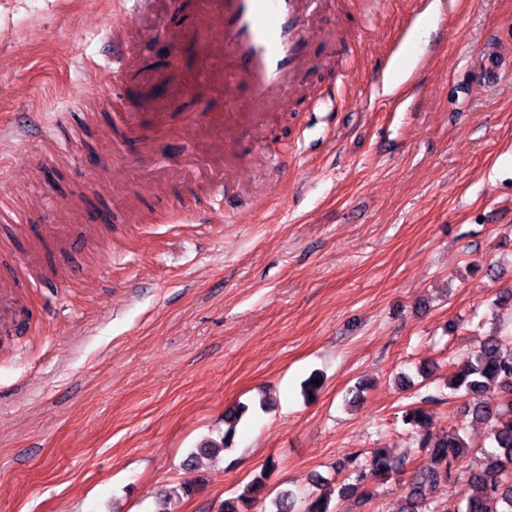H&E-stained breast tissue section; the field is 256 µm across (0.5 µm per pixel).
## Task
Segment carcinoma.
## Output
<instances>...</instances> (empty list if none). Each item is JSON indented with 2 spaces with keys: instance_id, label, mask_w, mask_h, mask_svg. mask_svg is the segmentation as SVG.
<instances>
[{
  "instance_id": "cac0c4a2",
  "label": "carcinoma",
  "mask_w": 512,
  "mask_h": 512,
  "mask_svg": "<svg viewBox=\"0 0 512 512\" xmlns=\"http://www.w3.org/2000/svg\"><path fill=\"white\" fill-rule=\"evenodd\" d=\"M448 388L472 398L467 412L472 419L486 424L490 431L492 450L484 453L479 467L467 472L462 512H512V342L499 336L482 339L469 355L454 364L448 375ZM491 391L497 401L488 404L481 396ZM245 408L230 410L225 421L228 429L221 441H205L191 456L213 457L231 447ZM429 415L421 406L405 411L403 421L416 435L418 447L426 450L430 463L412 470L411 478L403 488L398 512H440L433 498L436 489L448 482L455 463L469 454L465 438L455 429L442 436L427 432ZM275 468L270 460L265 473L254 478L235 498L224 500L221 512H250L251 504L265 495L266 473ZM342 468L348 471L351 482L339 489V496L360 493V503L366 504L374 493L363 489L367 473L384 479L404 473V463L384 448L374 450L362 460H347ZM302 512H333L325 495L310 496L304 501Z\"/></svg>"
}]
</instances>
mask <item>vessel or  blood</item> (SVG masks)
I'll return each instance as SVG.
<instances>
[{"label":"vessel or blood","mask_w":512,"mask_h":512,"mask_svg":"<svg viewBox=\"0 0 512 512\" xmlns=\"http://www.w3.org/2000/svg\"><path fill=\"white\" fill-rule=\"evenodd\" d=\"M152 0H138L130 13L119 42L114 43L106 60L113 74L138 72L145 38L141 25ZM319 0H200L201 17L212 24L214 32L202 45L194 80L213 87L224 99V111L214 116L195 112L185 117V128L210 135L219 144L237 145L260 112H273L282 106H297V89L304 74L327 64L317 56L315 45L328 44L341 49L333 30L315 18ZM498 31H488L484 48L475 62V80L479 86L495 87L512 71V57L500 48ZM112 120L130 134L137 135L144 114L126 107L121 93H113ZM83 127L60 128L52 124L40 127L38 139L49 144L61 156H69ZM211 195L205 207L178 208L179 218L194 224H207L212 214L223 213V180L211 183ZM38 210H21L10 200L0 199V222L23 227L37 221ZM22 308L15 292L0 290V330L22 331Z\"/></svg>","instance_id":"vessel-or-blood-1"}]
</instances>
